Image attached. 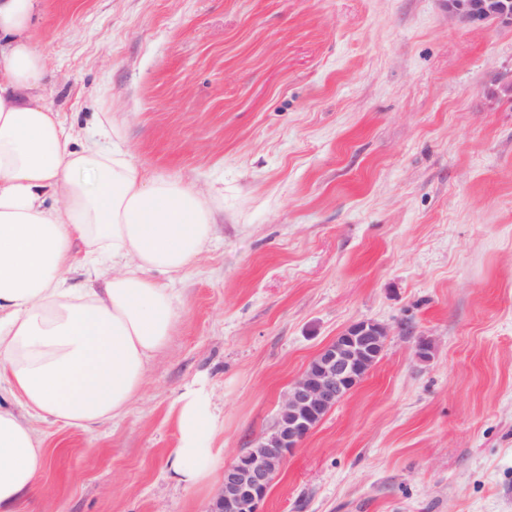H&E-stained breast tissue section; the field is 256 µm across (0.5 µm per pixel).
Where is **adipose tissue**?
Returning <instances> with one entry per match:
<instances>
[{
    "instance_id": "obj_1",
    "label": "adipose tissue",
    "mask_w": 512,
    "mask_h": 512,
    "mask_svg": "<svg viewBox=\"0 0 512 512\" xmlns=\"http://www.w3.org/2000/svg\"><path fill=\"white\" fill-rule=\"evenodd\" d=\"M36 5L0 0V512H22L47 466L36 422L89 428L128 412L177 316L151 274L195 264L215 224L212 200L132 161L112 116L79 139L44 103ZM176 420L172 472L206 487L222 463L211 394L186 387Z\"/></svg>"
}]
</instances>
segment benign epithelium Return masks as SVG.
<instances>
[{
	"instance_id": "7a95c632",
	"label": "benign epithelium",
	"mask_w": 512,
	"mask_h": 512,
	"mask_svg": "<svg viewBox=\"0 0 512 512\" xmlns=\"http://www.w3.org/2000/svg\"><path fill=\"white\" fill-rule=\"evenodd\" d=\"M448 16L473 28L512 27V0H443ZM387 327L374 320L349 325L326 344L284 394L278 423L224 468L212 512H259L271 477L288 454L367 375L383 353Z\"/></svg>"
}]
</instances>
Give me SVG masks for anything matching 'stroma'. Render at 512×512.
Returning <instances> with one entry per match:
<instances>
[{
    "mask_svg": "<svg viewBox=\"0 0 512 512\" xmlns=\"http://www.w3.org/2000/svg\"><path fill=\"white\" fill-rule=\"evenodd\" d=\"M29 37L65 125L112 113L134 162L224 208L128 412L36 423L25 512H210L223 474L188 489L168 465L185 387L232 462L362 319L381 359L261 512H512V28L442 0H39Z\"/></svg>",
    "mask_w": 512,
    "mask_h": 512,
    "instance_id": "1",
    "label": "stroma"
}]
</instances>
